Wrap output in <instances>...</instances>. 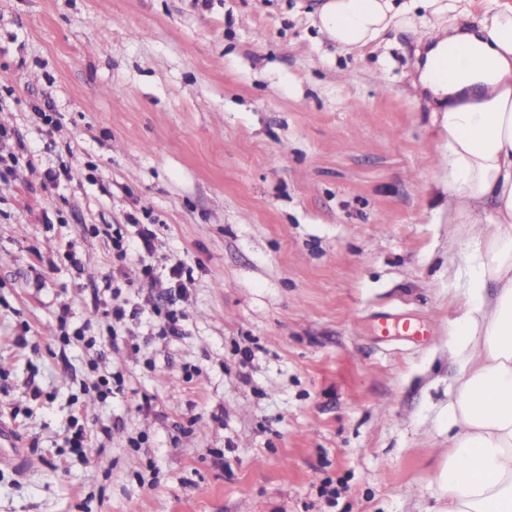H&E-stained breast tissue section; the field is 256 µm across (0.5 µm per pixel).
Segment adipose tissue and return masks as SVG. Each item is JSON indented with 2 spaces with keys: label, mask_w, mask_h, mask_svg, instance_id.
I'll use <instances>...</instances> for the list:
<instances>
[{
  "label": "adipose tissue",
  "mask_w": 512,
  "mask_h": 512,
  "mask_svg": "<svg viewBox=\"0 0 512 512\" xmlns=\"http://www.w3.org/2000/svg\"><path fill=\"white\" fill-rule=\"evenodd\" d=\"M395 0H324L317 24L337 48L373 43ZM447 138L448 221L484 225L452 352L461 373L448 402L453 446L438 476V512H512V7L434 43L420 75ZM493 296H486V288Z\"/></svg>",
  "instance_id": "1"
}]
</instances>
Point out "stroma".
Instances as JSON below:
<instances>
[{
    "mask_svg": "<svg viewBox=\"0 0 512 512\" xmlns=\"http://www.w3.org/2000/svg\"><path fill=\"white\" fill-rule=\"evenodd\" d=\"M443 2L353 54L319 0H0V126L27 145L0 166V426L30 455L0 512H435L473 241L416 49L491 0ZM140 224L151 250L118 263Z\"/></svg>",
    "mask_w": 512,
    "mask_h": 512,
    "instance_id": "35a3bbf8",
    "label": "stroma"
}]
</instances>
